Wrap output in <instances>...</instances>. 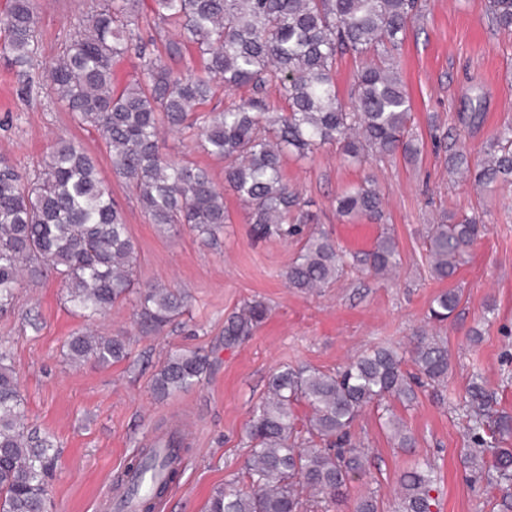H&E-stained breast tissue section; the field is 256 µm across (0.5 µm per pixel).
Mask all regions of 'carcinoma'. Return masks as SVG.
<instances>
[{
	"label": "carcinoma",
	"mask_w": 512,
	"mask_h": 512,
	"mask_svg": "<svg viewBox=\"0 0 512 512\" xmlns=\"http://www.w3.org/2000/svg\"><path fill=\"white\" fill-rule=\"evenodd\" d=\"M152 12L174 31L165 55L175 58L193 47L203 61L199 72L174 73L151 52L155 36L139 23L140 0H104L80 25L49 73L60 101L81 125L95 128L111 149L113 172L133 189L153 224H186L213 238L224 228V190L248 209L258 239L300 242L288 266V287L328 288L347 269L362 267L385 278L401 264L395 238L384 236L375 249L344 253L331 238L312 228L306 202L284 181L283 165L294 155L309 158L334 145L344 161L362 164L400 153L409 162L420 154L411 128L410 97L397 55L422 0H151ZM497 29L512 32V0H482ZM36 0H8L0 14V54L23 68L39 54ZM360 60L349 101L336 88L337 57ZM134 54L144 60L143 77L116 91L112 68ZM248 87L252 95L221 112L200 108L218 87ZM275 90L286 111L268 102ZM197 133L208 155L224 160L225 189L200 166L182 165L162 151L164 128ZM448 169L473 178L491 194L512 184V125L499 131L471 162L455 152ZM336 213L350 220L384 215V199L367 181L336 197ZM488 231L479 215H442L425 230L430 276L443 281L458 272L463 256ZM135 247L122 210L99 178L81 144L59 140L39 168L22 173L0 156V313L13 305L22 276L37 282L53 275L66 299L93 319L134 298L140 324L160 333L185 307V294L165 286L135 287ZM460 294H438L431 318L448 320ZM261 300L246 303L224 322V347L250 336L268 316ZM66 354L74 363L102 365L125 359L124 336L69 337ZM208 356L172 353L152 381L165 398L202 381ZM448 349L434 337L417 336L412 348L373 347L334 372L284 368L272 375L267 394L247 425L250 454L246 486L232 483L213 491L208 512H317L342 501L348 486L368 477V451L351 440V429L370 405L384 406L387 424L402 448L414 439L387 402L411 404L416 389L448 378ZM468 428L480 451L465 455L491 488L512 482V417L491 416L496 396L473 380L466 389ZM304 405V417L295 406ZM22 396L7 348L0 346V512H47L48 479L59 457L52 439L26 423ZM176 452L159 457L145 448L128 467L138 474L153 465L165 472L140 498L154 509L174 479L182 438L170 437ZM399 512H433L438 498L432 472L419 466L399 477Z\"/></svg>",
	"instance_id": "cac0c4a2"
}]
</instances>
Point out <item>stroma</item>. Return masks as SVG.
<instances>
[{"mask_svg":"<svg viewBox=\"0 0 512 512\" xmlns=\"http://www.w3.org/2000/svg\"><path fill=\"white\" fill-rule=\"evenodd\" d=\"M100 2L38 0L37 59L21 76L0 57V155L27 172L48 158L60 138L80 142L124 212L138 285L180 290L187 306L164 332L147 335L132 301L89 322L69 310L64 288L49 278L23 283L12 309L0 314V343L11 351L28 421L51 434L61 450L50 512H98L100 498L140 448L169 429L186 434L189 450L155 512H205L215 488L242 478L249 455L245 424L276 369L333 372L368 348L408 347L420 330L448 348L446 387L439 395L419 392L411 406L395 404L415 438L410 448L397 447L375 407L362 413L352 434L369 452L371 476L353 483L332 512H353L367 492L377 496L382 512H396L400 474L423 460L437 476L441 512H505L500 498L487 497L484 479L461 460L473 446L464 410L473 376L502 393L498 408L512 415V187L492 197L481 194L449 172L445 155L452 147L481 158L486 142L512 123V36L496 31L477 0H426L400 51L419 161L398 155L351 165L329 145L312 159L288 161L285 181L331 236L340 222L336 195L374 179L384 197L378 226L395 236L401 252L394 278L354 271L332 287L304 293L285 280L297 244L256 239L233 193L224 195L230 221L215 239L184 224H151L129 185L114 175L100 133L77 124L57 100L49 69ZM26 84L31 93L25 97L20 90ZM163 138L169 157L206 167L223 183V161L197 149L189 134L167 132ZM445 212L481 214L489 232L454 279L438 281L427 272L423 234ZM449 289L461 295L454 317L430 320L434 297ZM253 299L269 305L268 319L239 346L223 348L225 318ZM474 328L480 340H472ZM78 331L125 336L130 354L109 366L71 363L65 343ZM214 346L218 359L199 385L165 398L154 394L152 379L170 352L204 353Z\"/></svg>","mask_w":512,"mask_h":512,"instance_id":"stroma-1","label":"stroma"}]
</instances>
